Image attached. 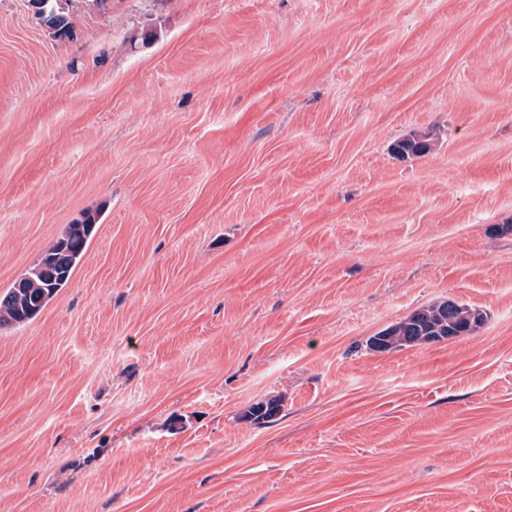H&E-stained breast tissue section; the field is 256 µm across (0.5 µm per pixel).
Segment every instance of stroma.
<instances>
[{
    "label": "stroma",
    "mask_w": 512,
    "mask_h": 512,
    "mask_svg": "<svg viewBox=\"0 0 512 512\" xmlns=\"http://www.w3.org/2000/svg\"><path fill=\"white\" fill-rule=\"evenodd\" d=\"M65 11L0 0V291L101 214L0 329V512H512V0ZM32 5L37 6L38 14L45 18V21L55 28L60 36H67L70 26L66 17L56 11L54 4L59 0H29ZM95 216H89L83 224H70L57 241L44 253L35 265L40 268L51 260L46 269L35 277L36 284L27 288L30 277L19 278L7 290L0 292V327L22 326L34 319L70 282L75 269L87 251ZM81 226V228H80ZM42 263V265H41ZM41 265V266H40ZM33 266V267H35ZM38 270V273L40 271ZM460 308L470 307L448 299L421 308L375 336H371L366 345L374 352H386L404 346L450 340L457 336L463 320L473 327V332L480 328L483 320L482 313L470 308L466 312L462 311V319Z\"/></svg>",
    "instance_id": "35a3bbf8"
}]
</instances>
